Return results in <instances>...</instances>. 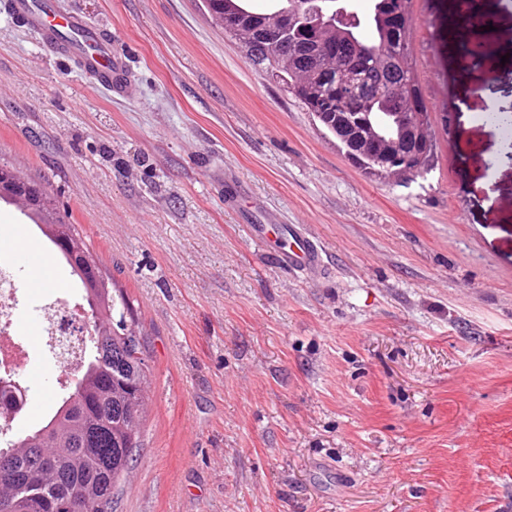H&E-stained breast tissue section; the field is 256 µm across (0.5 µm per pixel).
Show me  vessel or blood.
I'll list each match as a JSON object with an SVG mask.
<instances>
[{"mask_svg": "<svg viewBox=\"0 0 512 512\" xmlns=\"http://www.w3.org/2000/svg\"><path fill=\"white\" fill-rule=\"evenodd\" d=\"M14 15L24 18L42 37L44 46L51 52L75 59L94 75V87H103L116 94H124L123 77L126 62L113 55L111 42L102 37L87 41L89 25L79 16L61 13L55 0H13ZM291 239L288 252L282 253L283 262L293 268L307 269L318 266L320 252L315 241L297 230H289ZM11 249L23 263L34 267L40 281H48L49 273L32 244L21 234L10 238Z\"/></svg>", "mask_w": 512, "mask_h": 512, "instance_id": "vessel-or-blood-1", "label": "vessel or blood"}]
</instances>
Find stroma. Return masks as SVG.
<instances>
[{"mask_svg":"<svg viewBox=\"0 0 512 512\" xmlns=\"http://www.w3.org/2000/svg\"><path fill=\"white\" fill-rule=\"evenodd\" d=\"M127 61L92 88L0 5V161L45 182L148 333L144 447L117 512H512V166L456 104L512 93V61L465 75L455 0H412L428 173L368 177L212 23L203 0H57ZM269 224L267 237L250 227ZM322 263H281L289 227ZM61 288L21 267L13 329L83 291L33 221ZM24 428L65 392L28 345Z\"/></svg>","mask_w":512,"mask_h":512,"instance_id":"obj_1","label":"stroma"}]
</instances>
